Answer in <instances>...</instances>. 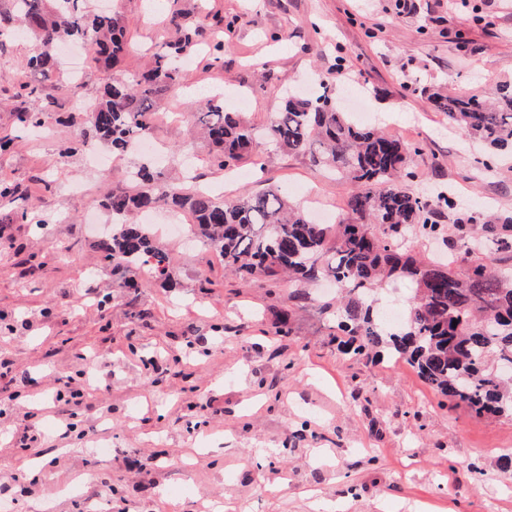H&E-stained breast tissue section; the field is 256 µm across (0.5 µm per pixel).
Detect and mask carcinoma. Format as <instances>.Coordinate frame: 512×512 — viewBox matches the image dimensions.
Wrapping results in <instances>:
<instances>
[{"label":"carcinoma","instance_id":"carcinoma-1","mask_svg":"<svg viewBox=\"0 0 512 512\" xmlns=\"http://www.w3.org/2000/svg\"><path fill=\"white\" fill-rule=\"evenodd\" d=\"M13 0V10H0V32L21 22L35 43L25 70L40 76L22 82L15 96L24 99L16 110L22 131L45 124L55 97L44 85L77 91L60 70L54 55L63 37L90 44L103 69L124 57L127 30L110 12L89 13L83 0ZM169 25L177 37L153 55L150 64L126 78L105 82L93 110L79 113L94 138L119 153L153 130V97L182 86L183 60L198 49V25L176 10ZM433 109L473 139L481 148L479 169L512 151V85L501 84L495 97L476 94L428 96ZM207 111L197 123L207 143L209 163L226 170L243 160L254 144L268 138L278 150L302 154L311 166L329 169L357 185L347 201L348 213L336 224H317L279 190L248 192L224 199L211 192L161 183L149 167L130 172L134 188L106 193L101 206L112 215V231L97 240L104 266L112 275L134 282L144 274L165 280L171 256L145 224L130 218L161 206L188 211L194 234L224 257V270L245 282L273 286L283 278L302 284L289 299H308L304 286L323 278L342 288L336 300L338 328L350 336L356 355L384 348L415 369L431 389L456 406L477 415L512 414V275L498 268L512 263V217L473 213L451 225L448 264L426 260L407 246L409 233L443 235L435 217L456 207L444 190L431 199L411 191L404 180L413 177L411 156L417 149L375 128L355 125L341 111L329 87L314 97L286 91L281 111L260 130L239 112H227L224 98L207 99ZM0 199L16 203L13 215L27 222L36 210L28 189L0 180ZM411 286L413 300L396 327L374 314L371 294L389 280Z\"/></svg>","mask_w":512,"mask_h":512}]
</instances>
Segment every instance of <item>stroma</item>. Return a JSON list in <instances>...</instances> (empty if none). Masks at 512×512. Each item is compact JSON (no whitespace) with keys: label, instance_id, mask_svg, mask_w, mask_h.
<instances>
[{"label":"stroma","instance_id":"1","mask_svg":"<svg viewBox=\"0 0 512 512\" xmlns=\"http://www.w3.org/2000/svg\"><path fill=\"white\" fill-rule=\"evenodd\" d=\"M205 15L198 41L223 42L221 63L191 58L188 89L157 97L153 136L178 177L224 197L277 188L310 213L346 216L350 183L306 156L259 144L233 173L212 168L193 115L205 92L264 126L282 87L343 69L350 93L385 132L416 147L414 192H452L462 213L512 216V161L478 173V150L429 105V89L485 93L512 83V0H112L128 29L126 72L173 38V10ZM31 36H0V129H12ZM43 133L0 152V178L50 176L38 208L47 233L0 202V502L11 512H512V416L452 406L407 364L345 353L320 311L288 287L248 285L220 254L159 237L168 281L124 287L103 267L88 213L128 184L147 155L105 173L61 120L77 104L57 93ZM292 333L280 335L283 318ZM82 379L74 405L64 382ZM40 440L26 443V436ZM105 446L109 455L93 449Z\"/></svg>","mask_w":512,"mask_h":512}]
</instances>
